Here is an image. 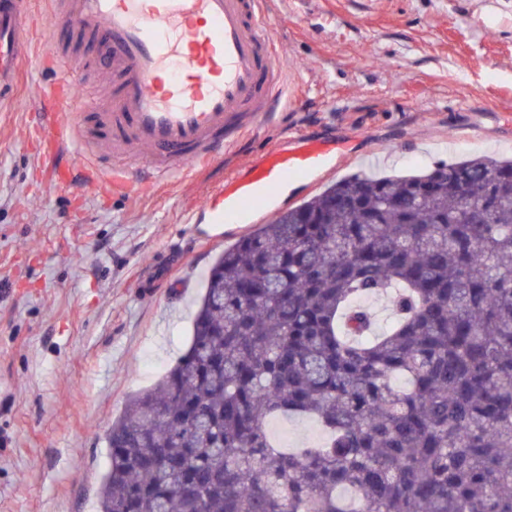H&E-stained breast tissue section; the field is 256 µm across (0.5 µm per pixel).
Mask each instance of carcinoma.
<instances>
[{"mask_svg": "<svg viewBox=\"0 0 512 512\" xmlns=\"http://www.w3.org/2000/svg\"><path fill=\"white\" fill-rule=\"evenodd\" d=\"M106 444L98 512H512V160L355 173L241 237ZM270 430L275 441L284 446L288 442V448L297 447L303 443H319L323 440L322 430L311 419H278L271 423ZM290 442L294 446L290 447Z\"/></svg>", "mask_w": 512, "mask_h": 512, "instance_id": "carcinoma-1", "label": "carcinoma"}]
</instances>
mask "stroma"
I'll return each mask as SVG.
<instances>
[{
  "label": "stroma",
  "instance_id": "obj_1",
  "mask_svg": "<svg viewBox=\"0 0 512 512\" xmlns=\"http://www.w3.org/2000/svg\"><path fill=\"white\" fill-rule=\"evenodd\" d=\"M29 2L35 50L0 105V512H95L108 428L187 347L205 272L252 230L189 210L293 133L380 144L344 176L512 158V0H267L297 99L163 190L109 195L55 186L29 138L59 75L48 47L98 57Z\"/></svg>",
  "mask_w": 512,
  "mask_h": 512
}]
</instances>
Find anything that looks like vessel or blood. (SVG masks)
Here are the masks:
<instances>
[{"label": "vessel or blood", "instance_id": "vessel-or-blood-1", "mask_svg": "<svg viewBox=\"0 0 512 512\" xmlns=\"http://www.w3.org/2000/svg\"><path fill=\"white\" fill-rule=\"evenodd\" d=\"M263 0H47L54 33L84 30L107 49L112 99L92 113L112 163H96V141L84 143L87 185L111 190L164 182L268 120L289 88L277 58ZM25 0H0V104L17 88L21 62L32 50L20 19ZM78 91L59 81L40 93L37 134L58 186L73 177L61 148L82 141L79 116L62 110ZM353 141L289 138L237 170L203 205L214 223H247L258 206L291 194L297 183L337 169L353 156Z\"/></svg>", "mask_w": 512, "mask_h": 512}]
</instances>
